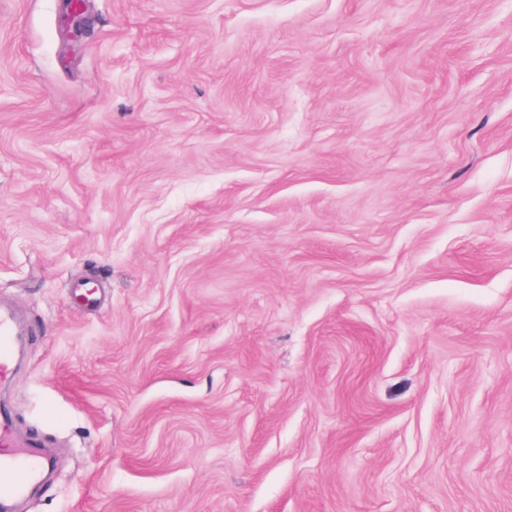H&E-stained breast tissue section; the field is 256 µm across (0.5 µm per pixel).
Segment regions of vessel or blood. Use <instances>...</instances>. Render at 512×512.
Here are the masks:
<instances>
[{"instance_id":"1","label":"vessel or blood","mask_w":512,"mask_h":512,"mask_svg":"<svg viewBox=\"0 0 512 512\" xmlns=\"http://www.w3.org/2000/svg\"><path fill=\"white\" fill-rule=\"evenodd\" d=\"M18 334L15 311L0 307V381L10 379L16 360L15 341ZM34 439L17 438L6 410L0 408V446L6 450L0 456V495L20 498L43 476L45 459L34 451Z\"/></svg>"}]
</instances>
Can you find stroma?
I'll return each instance as SVG.
<instances>
[{"label": "stroma", "instance_id": "35a3bbf8", "mask_svg": "<svg viewBox=\"0 0 512 512\" xmlns=\"http://www.w3.org/2000/svg\"><path fill=\"white\" fill-rule=\"evenodd\" d=\"M85 9L0 0L16 512H512V0ZM0 448L7 455L0 456V495L1 497L21 498L43 476L45 458L26 448H36L32 439L17 438L11 428L10 419L5 409L0 408Z\"/></svg>", "mask_w": 512, "mask_h": 512}]
</instances>
